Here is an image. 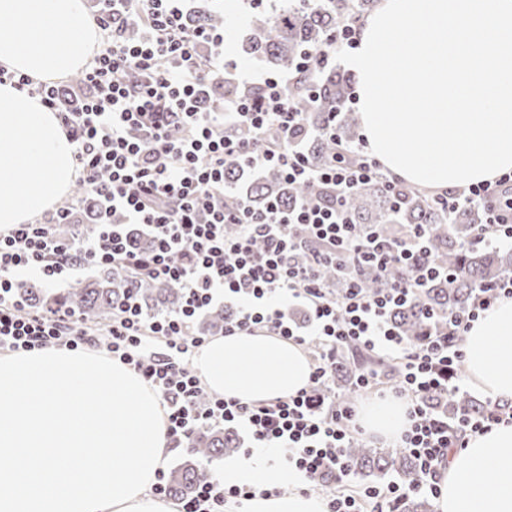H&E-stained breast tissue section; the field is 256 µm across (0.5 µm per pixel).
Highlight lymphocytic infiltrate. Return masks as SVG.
Wrapping results in <instances>:
<instances>
[{"instance_id": "1", "label": "lymphocytic infiltrate", "mask_w": 512, "mask_h": 512, "mask_svg": "<svg viewBox=\"0 0 512 512\" xmlns=\"http://www.w3.org/2000/svg\"><path fill=\"white\" fill-rule=\"evenodd\" d=\"M93 18L103 40L79 83L35 86L0 71V81L11 80L60 113L74 145L78 183L100 209L85 236L62 239L54 232L72 221L76 204L70 200L0 232V352L101 349L156 390L176 444L190 447L207 427L244 428L253 444L285 450L286 470L320 486L327 512H386L407 494H437V466L449 450L512 421L506 404L488 401L453 419L427 400L465 393L460 338L499 298L512 297V273L485 286L467 310L448 314L445 329L408 342L392 326L391 313L422 299L443 271L427 255L430 225H407L393 240L372 227L359 229L347 215L344 194L384 173L365 139L351 147L360 163L340 153L329 165L312 163L295 142L306 114L289 100L284 72H254L250 81L263 90L258 105L212 99L214 73L234 75L238 65L224 57L223 29L190 21L185 0H96ZM356 48L357 31L347 25L322 47L303 52L296 68H333L338 50ZM242 166L276 170L290 183L330 185L336 194L256 211L233 199L224 178ZM435 201L484 213L463 249L512 246V173ZM132 225L148 230L150 250L129 246ZM100 265L133 285L177 284L183 305L147 315L131 300L110 322L92 326L68 310L32 309L20 293V271L33 269L53 282ZM327 267L336 283L324 280ZM368 276L384 279L385 287L366 288ZM221 301L237 306L225 334L264 330L310 349L308 387L259 404L207 391L189 363L205 342L195 335L194 321ZM292 305L305 308L304 322L290 318ZM344 356L355 370L356 397L349 401L329 390ZM366 393L406 400L409 426L397 445L416 460L415 479L384 486L357 480L346 450L363 436L356 398ZM252 492L209 475L179 512H224L227 498Z\"/></svg>"}]
</instances>
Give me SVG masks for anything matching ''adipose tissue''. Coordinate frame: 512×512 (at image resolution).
I'll return each instance as SVG.
<instances>
[{
	"label": "adipose tissue",
	"mask_w": 512,
	"mask_h": 512,
	"mask_svg": "<svg viewBox=\"0 0 512 512\" xmlns=\"http://www.w3.org/2000/svg\"><path fill=\"white\" fill-rule=\"evenodd\" d=\"M0 68L33 82L59 80L84 69L100 44L83 0H0ZM77 178L73 145L58 113L39 97L0 83V230L31 222L62 198ZM466 374L487 398L512 402V298L498 300L467 335ZM212 393L255 404L306 388L311 363L303 348L266 333L212 337L193 357ZM401 399L364 402L359 417L367 435L387 441L408 426ZM280 449L257 447L224 462V481L254 487L229 499L224 512H325L322 494L281 491ZM496 480L487 483L485 473ZM435 512H512V422L468 438L437 471Z\"/></svg>",
	"instance_id": "1"
}]
</instances>
